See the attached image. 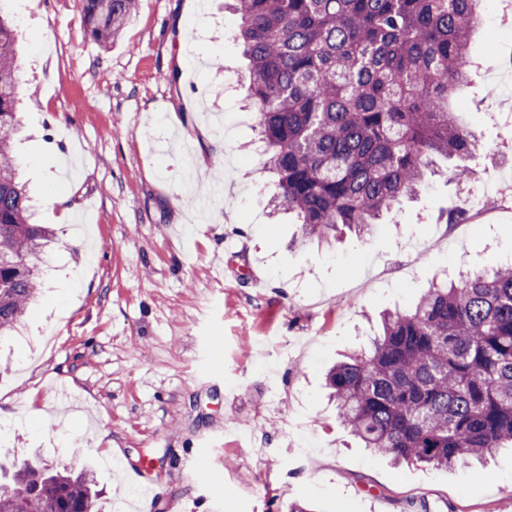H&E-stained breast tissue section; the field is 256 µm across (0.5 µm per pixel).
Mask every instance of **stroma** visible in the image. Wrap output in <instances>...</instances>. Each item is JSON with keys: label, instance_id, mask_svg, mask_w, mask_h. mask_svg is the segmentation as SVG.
<instances>
[{"label": "stroma", "instance_id": "obj_1", "mask_svg": "<svg viewBox=\"0 0 512 512\" xmlns=\"http://www.w3.org/2000/svg\"><path fill=\"white\" fill-rule=\"evenodd\" d=\"M229 2L140 0L106 47L80 0L8 4L21 64L12 150L31 221L55 238L40 296L0 338V468H88L98 512L141 501L123 471L143 461L155 512H512V450L488 479L394 463L360 446L325 386L381 312L408 311L461 260L512 258V213L486 194L512 173L496 118L512 113V30L490 24L485 0L470 50L487 72L451 102L496 162L467 187L428 179L366 241L298 246V225L268 206L275 177ZM474 194L481 212L440 221ZM57 380L80 410L62 413ZM300 414L317 442L306 455L289 431ZM195 450L207 469L183 468Z\"/></svg>", "mask_w": 512, "mask_h": 512}]
</instances>
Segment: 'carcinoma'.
<instances>
[{
  "label": "carcinoma",
  "mask_w": 512,
  "mask_h": 512,
  "mask_svg": "<svg viewBox=\"0 0 512 512\" xmlns=\"http://www.w3.org/2000/svg\"><path fill=\"white\" fill-rule=\"evenodd\" d=\"M0 0V337L40 288L52 230L30 223L10 140L19 84L16 26ZM101 45L136 0H80ZM484 0H234L250 69L249 106L277 177L275 211L299 242L339 227L360 240L433 173L472 184L490 157L448 100L473 75ZM336 415L374 452L451 467L512 445V265L432 283L408 312H386L371 352L330 369ZM94 475L25 463L0 480V512H97Z\"/></svg>",
  "instance_id": "carcinoma-1"
}]
</instances>
